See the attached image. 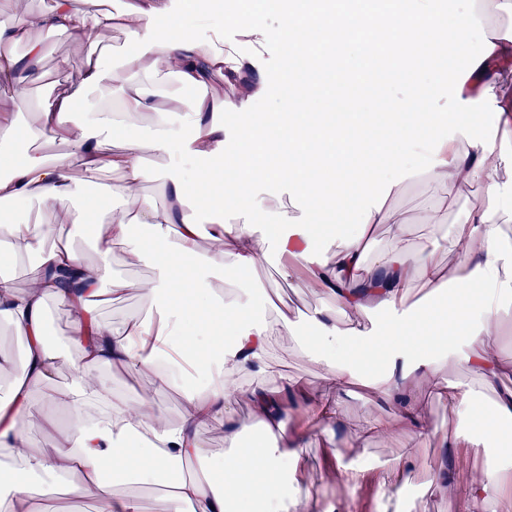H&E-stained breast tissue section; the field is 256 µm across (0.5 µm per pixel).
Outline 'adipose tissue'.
Masks as SVG:
<instances>
[{"label":"adipose tissue","instance_id":"obj_1","mask_svg":"<svg viewBox=\"0 0 512 512\" xmlns=\"http://www.w3.org/2000/svg\"><path fill=\"white\" fill-rule=\"evenodd\" d=\"M482 3V12L469 11L446 24L431 0H308L307 9L285 12L281 27L273 30L264 22L269 0H250L245 9L239 0H228L230 18L243 12L249 16L240 32L253 49L250 58L240 56L232 44L219 50L190 32L173 38L158 31L155 19L175 13L182 0H138L119 16L103 12L100 0H53L45 12L22 14L10 26H0V84L12 88L8 107H0V202L5 205L0 211V252L36 262L26 288L0 277V318L29 341L23 377L12 385L9 397L0 400V446L22 463L6 489L8 512H45L34 484L56 476L66 479L73 497L94 498L96 512H142L140 490L158 485L191 461L201 472L169 484L164 494L167 512H293L300 506L321 512L298 485L303 469L298 448L306 432L288 428V395H303L308 416L327 429L344 420L343 386L359 382L371 391L365 433L385 439L407 427L422 436L429 425L413 387L437 394L458 416L476 412L475 396L437 373L438 358L461 343L467 348V365L483 386L499 392L495 424L469 441L498 443L499 456L512 457V440L498 432L499 423L512 422V390L498 388L501 377L512 372V363L498 353L500 304L512 297V245L505 231L512 224V185L500 179L503 171L512 170V152L503 143L512 135V23L488 34L469 69L454 80L447 95V134L431 136L435 112L418 89L375 99L373 107L388 116L389 128L405 133L399 151L390 149L383 137L364 142L362 130L370 114L362 103H354L334 121L310 106V98L329 96L326 88L300 90L295 100L283 101L280 111L248 120L231 135L212 116L218 107L247 111L252 101L267 95L256 58L271 40L317 61L328 58L340 41L350 52V69L358 79L369 78L375 55L391 73L405 75L430 53L443 55L448 46H464L474 27L498 17L512 20V0ZM116 24L130 31L133 42L119 62L110 63L90 39ZM39 30L66 32L89 42L76 78L27 129L30 139L50 132L72 145V153L52 161L36 153L16 159L11 146L18 119L28 110L27 87L40 78L35 62L43 46L34 37ZM20 43L27 48L22 57L12 51ZM218 72L226 87L221 101L186 98V91L207 87ZM169 74L182 92L161 104L143 78ZM100 87L111 90L122 112L151 114L149 141L130 134L115 140L117 123L107 110L81 124H69L75 104ZM477 106L495 113L501 138L486 136L472 125L470 114ZM185 111L192 113L193 127L180 147L196 161L198 174L193 179L174 169L156 174L145 163L143 147L167 152L172 118ZM232 139L239 144L233 151L227 148ZM276 146L286 150V159L266 165L265 156ZM353 150L359 156L348 178L341 170ZM218 167L232 170L233 182L216 183L212 173ZM417 176L427 177L448 194L471 187L481 190L445 244L451 261L405 239L400 216L378 199L379 193H392L402 181ZM154 179L160 180L166 197L161 206L138 194ZM99 183L112 216L101 220L95 233L94 260L84 259L68 244L48 246V239L58 234L56 226L19 221L12 212L13 206L35 199L62 212L68 222L82 224L89 209L77 207L76 201ZM353 184L365 197L354 230L340 234L335 249L315 252L324 215L347 209ZM281 189L299 200L307 213L304 221H293L284 210L271 213L267 201ZM191 197L207 200L216 215L211 248L205 253L199 250L198 226L184 210ZM130 200L135 203L131 209L126 206ZM228 206L245 214L247 223H225L222 215ZM269 221L279 249L307 265L309 287L333 303L331 312L314 317L304 339L309 351H321L326 367L325 391L316 396L303 394L301 383L281 374L271 357L274 341L295 334L288 316L270 328L248 316L240 297H226L210 285L225 256H232L242 269L265 261L252 226ZM138 224L151 234L152 249H145L143 239L133 235ZM379 224L393 225L396 244L369 264L367 241ZM173 225L177 241L170 247L166 234ZM116 241L156 268L155 275L139 285L155 317L134 318L120 329L97 321L92 308L103 295L119 299L134 285L113 269ZM186 260L192 263L189 291L177 289L170 273L175 262ZM452 285L459 291L452 295L445 316L416 314L407 305L412 288L438 293ZM51 300L71 315L63 349L45 337ZM371 310L384 312V319L362 321V314ZM169 338L179 355L207 375L204 387L185 392L176 422L159 399L160 386L168 382L160 369V345ZM63 367L69 370L63 400L70 424L40 444L33 432L47 420L31 395ZM121 369L153 375L155 383L132 398L118 394L104 375ZM246 373L252 380L245 385L240 377ZM241 398L251 404L266 430L263 438L245 447L239 439L250 427L232 411ZM92 403L104 405V414L89 416ZM383 405L395 408V418L379 414ZM216 425L224 427L232 442L219 455L200 441L201 433ZM107 461L113 472L130 480L131 489L117 490L105 477ZM506 497H512L508 463L475 472L458 497L459 512H483L488 502Z\"/></svg>","mask_w":512,"mask_h":512}]
</instances>
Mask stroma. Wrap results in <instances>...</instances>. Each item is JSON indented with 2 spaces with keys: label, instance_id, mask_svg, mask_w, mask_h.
Returning <instances> with one entry per match:
<instances>
[{
  "label": "stroma",
  "instance_id": "1",
  "mask_svg": "<svg viewBox=\"0 0 512 512\" xmlns=\"http://www.w3.org/2000/svg\"><path fill=\"white\" fill-rule=\"evenodd\" d=\"M225 10L226 0H202L200 12H178L161 18L160 25L173 37L188 29L198 37L233 43L238 45L242 53H249L250 48L236 27L226 24ZM485 35V29H475L463 48H449L446 55L436 57L434 64L422 62L415 65L410 79L394 78L387 71H377L373 79L367 82L362 92L363 98L371 100L385 92L403 91L409 83H416L421 92L433 102L439 114L433 128L434 133L447 131L448 106L445 89L455 76L468 68L471 58L480 50ZM38 38L44 47L38 61L41 78L28 87L30 110L19 119L13 132V142L18 147H37L46 153L67 154L71 151L68 144L50 135L36 142L31 141L27 136V128L34 123L37 110L52 100L70 78L69 73L59 69V59L68 58L72 67H79L83 48L63 32L44 31L39 33ZM291 58V52L286 51L280 42L269 44L260 60L268 84V94L251 103V112L277 111L281 99L293 87L332 85L327 72L301 65L291 66ZM332 87V94L322 100L321 105L325 111L338 114L342 112V104L347 99L346 88L342 85ZM475 196L474 190L467 189L450 197L433 183L418 179L403 184L398 194L385 196L384 204L405 219L406 238L412 243L421 244L450 236L453 219L473 202ZM441 205L447 207L449 221L442 228L431 229L427 224L428 213L432 208ZM255 238L267 254L266 262L244 271L236 269L232 260H225L223 269L216 271L211 278V285L228 290L233 295H249L251 310L258 318L270 323L274 322L278 308L288 307L298 327L309 329L313 317L319 311L329 308L328 298L306 288L304 269L290 268L289 256L278 250L269 227H256ZM96 309L102 321L120 328L131 317L149 315L150 303L140 292L133 290L119 300L102 297L97 302ZM274 356L283 373L301 380L313 391H323L322 362L317 357L305 355L298 342L284 341L275 347ZM366 396V388L350 387L342 395L344 424L327 431L309 429L301 450L306 466L303 494L319 501L327 512H377L378 489L383 474L389 467L403 460L407 463V483L424 489L425 496L419 510H412L410 505L405 504L402 505L401 512H457L455 500L426 492L430 467L442 458H449L453 463L455 483L463 488L468 485L474 469L493 467L497 463L496 458L481 446L446 450L437 447L434 438H422L414 434L399 433L385 442L374 438L362 443L355 442V435L364 426ZM335 450L341 452L345 462L366 467V478L357 489H348L339 481L323 482L322 473Z\"/></svg>",
  "mask_w": 512,
  "mask_h": 512
}]
</instances>
